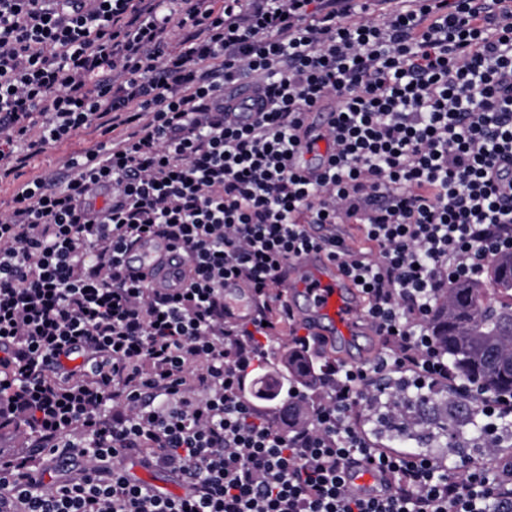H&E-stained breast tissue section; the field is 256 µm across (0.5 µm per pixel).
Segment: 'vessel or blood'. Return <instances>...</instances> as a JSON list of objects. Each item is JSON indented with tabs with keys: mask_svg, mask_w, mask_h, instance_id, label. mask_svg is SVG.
<instances>
[{
	"mask_svg": "<svg viewBox=\"0 0 512 512\" xmlns=\"http://www.w3.org/2000/svg\"><path fill=\"white\" fill-rule=\"evenodd\" d=\"M329 120L325 112L305 113L304 157L327 158ZM125 264L131 273L146 276L150 286L160 291L186 287L191 276L187 257L163 237L137 242L127 251ZM283 286L295 322L306 325L321 336L325 344H332L334 337L351 335L364 320L360 290L324 252H314L287 263ZM224 301L230 320L253 318L254 301L244 283H229Z\"/></svg>",
	"mask_w": 512,
	"mask_h": 512,
	"instance_id": "b4317fda",
	"label": "vessel or blood"
}]
</instances>
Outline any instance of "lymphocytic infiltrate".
<instances>
[{
    "mask_svg": "<svg viewBox=\"0 0 512 512\" xmlns=\"http://www.w3.org/2000/svg\"><path fill=\"white\" fill-rule=\"evenodd\" d=\"M316 109L336 124L311 179L290 159ZM81 128L107 143L24 179ZM5 179L0 430L27 451L0 456V512H512L511 467L401 455L351 415L392 373L458 388L432 314L512 251V0H0ZM146 235L186 254V288L127 273ZM313 250L357 280L384 349L308 366L321 400L280 425L303 387L246 386L291 321L281 267ZM230 279L260 302L241 332ZM362 468L374 496L348 482Z\"/></svg>",
    "mask_w": 512,
    "mask_h": 512,
    "instance_id": "1",
    "label": "lymphocytic infiltrate"
}]
</instances>
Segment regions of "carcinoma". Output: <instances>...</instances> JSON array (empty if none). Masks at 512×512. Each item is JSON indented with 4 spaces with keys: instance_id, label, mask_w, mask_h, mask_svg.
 Wrapping results in <instances>:
<instances>
[{
    "instance_id": "1",
    "label": "carcinoma",
    "mask_w": 512,
    "mask_h": 512,
    "mask_svg": "<svg viewBox=\"0 0 512 512\" xmlns=\"http://www.w3.org/2000/svg\"><path fill=\"white\" fill-rule=\"evenodd\" d=\"M433 334L456 375L494 395H512V253L494 258L486 277L457 282L434 311ZM261 365L301 373L294 347L282 342L265 347ZM409 426L425 429L448 420V399L415 397Z\"/></svg>"
}]
</instances>
